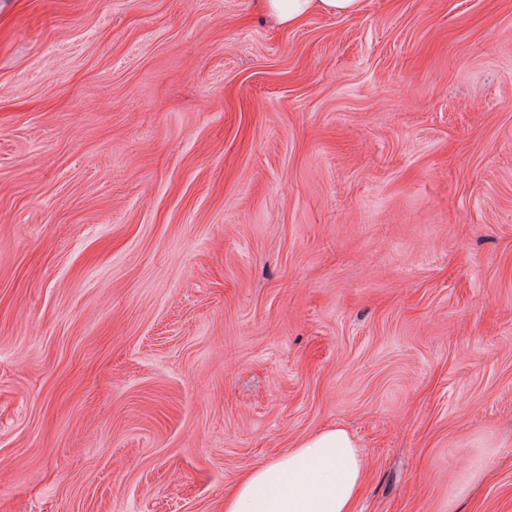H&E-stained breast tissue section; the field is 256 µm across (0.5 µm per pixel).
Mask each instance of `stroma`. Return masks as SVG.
<instances>
[{"label":"stroma","instance_id":"35a3bbf8","mask_svg":"<svg viewBox=\"0 0 512 512\" xmlns=\"http://www.w3.org/2000/svg\"><path fill=\"white\" fill-rule=\"evenodd\" d=\"M332 427L355 512H512V0H0V512ZM256 9L273 19L275 25L294 28L313 13L353 16L360 12L364 0H255Z\"/></svg>","mask_w":512,"mask_h":512}]
</instances>
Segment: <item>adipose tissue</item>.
I'll use <instances>...</instances> for the list:
<instances>
[{"label":"adipose tissue","instance_id":"adipose-tissue-1","mask_svg":"<svg viewBox=\"0 0 512 512\" xmlns=\"http://www.w3.org/2000/svg\"><path fill=\"white\" fill-rule=\"evenodd\" d=\"M275 25L294 28L310 15L353 16L364 0H255ZM366 461L348 433L321 431L246 471L224 495V512H353Z\"/></svg>","mask_w":512,"mask_h":512}]
</instances>
